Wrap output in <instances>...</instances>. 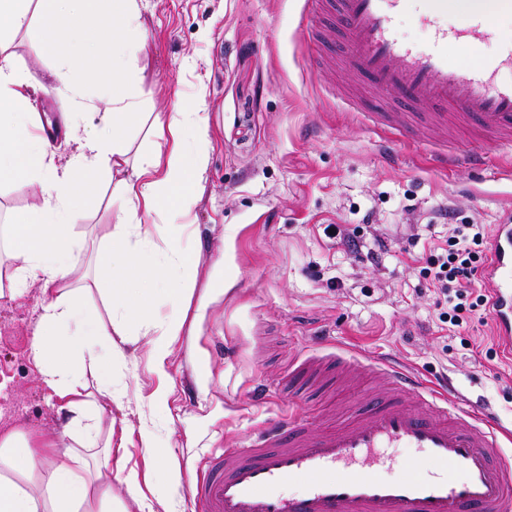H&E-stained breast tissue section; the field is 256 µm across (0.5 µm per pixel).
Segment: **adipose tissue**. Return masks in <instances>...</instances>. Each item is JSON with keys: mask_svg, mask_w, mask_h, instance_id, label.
Wrapping results in <instances>:
<instances>
[{"mask_svg": "<svg viewBox=\"0 0 512 512\" xmlns=\"http://www.w3.org/2000/svg\"><path fill=\"white\" fill-rule=\"evenodd\" d=\"M34 7L43 34L33 40L31 49L35 56L54 58L49 75L53 89L75 97L91 91L109 105L100 118L102 135L80 140L62 164L50 150L40 114L30 107L31 95L41 84L14 65L7 44L11 33L29 27ZM140 25L139 0H0V181L35 182L43 189L32 221L16 229L14 265L0 269V298L40 284L44 299L31 355L41 367L45 386L69 415L62 429L50 434H0V512H112V436L100 429L103 409L93 396L112 393V356L99 353L98 342L124 336L125 330L112 318L80 320L76 294L98 292L111 313H121L124 321L144 319L136 291L166 284L168 275L179 281L169 291L174 302L191 294L184 285L191 260L178 225L157 231L169 259L162 270L144 271L127 236L140 227L137 207L151 209L170 202L178 214L196 207L210 140L194 112L177 113L168 128H153V136L163 137V144L118 183L133 204L111 235L112 243L127 254L124 272L97 264L81 289L70 288L67 282L69 262L88 249L87 242L76 241L71 232L77 220L71 202L96 195L103 174L129 165L124 134L143 119L125 75L135 48L130 35ZM74 345L88 353L92 366L103 370L96 389L73 373L67 355ZM59 448L66 455L57 461L53 454Z\"/></svg>", "mask_w": 512, "mask_h": 512, "instance_id": "ef3b65f1", "label": "adipose tissue"}]
</instances>
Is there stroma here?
I'll use <instances>...</instances> for the list:
<instances>
[{"label": "stroma", "mask_w": 512, "mask_h": 512, "mask_svg": "<svg viewBox=\"0 0 512 512\" xmlns=\"http://www.w3.org/2000/svg\"><path fill=\"white\" fill-rule=\"evenodd\" d=\"M304 0H141L143 52L129 62L145 126L128 135L130 162L155 150L148 122L197 109L212 150L201 199L184 219L195 287L186 325L163 368L152 336L127 327L112 356V403L102 418L125 475H150L142 494L124 477L112 493L126 512H190L194 464L219 448L248 441L267 419L296 408L330 419L378 386H325L294 400L284 379L298 358L344 349L395 356L428 381L450 378L464 403L491 409L512 430V356L498 347L486 311L461 329L440 320L445 296L425 288L423 270L443 247L448 225L493 227L512 213V152L490 169H437L421 127L406 135L399 161H388L382 129L348 111L331 80L309 61ZM105 103L52 90L32 102L52 126L57 162L75 138L97 135ZM42 201L39 184L0 183V226L27 223ZM73 232L99 247L103 265L121 270L109 239L131 203L104 176L95 199H75ZM131 242L150 269L167 258L151 231L169 223L168 207L139 211ZM355 232L359 252L331 236ZM377 252L376 263L365 260ZM44 296L31 285L0 299V433L61 426L58 399L30 353ZM157 448L147 459L144 438Z\"/></svg>", "instance_id": "obj_1"}]
</instances>
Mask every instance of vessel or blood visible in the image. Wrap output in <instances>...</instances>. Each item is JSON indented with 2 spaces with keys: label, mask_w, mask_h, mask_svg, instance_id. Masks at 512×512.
Segmentation results:
<instances>
[{
  "label": "vessel or blood",
  "mask_w": 512,
  "mask_h": 512,
  "mask_svg": "<svg viewBox=\"0 0 512 512\" xmlns=\"http://www.w3.org/2000/svg\"><path fill=\"white\" fill-rule=\"evenodd\" d=\"M307 5L304 36L322 46L313 65L323 68L327 57L341 53L346 69L391 93V110L371 118L386 131L387 159L398 158L413 123L432 127L428 143L445 169L481 170L491 153L512 147V83H493L501 71H512V42L476 67L448 57L449 47L468 49L495 37L485 14L451 26L450 0ZM411 5L430 30L423 48L395 37V20ZM333 30L340 44L331 41ZM451 120L469 128L471 148L442 147L440 134ZM482 277L495 334L512 351V223L495 226ZM297 369L312 382L370 371L388 389L340 423L317 427L291 412L267 423L245 447L209 457L193 484L192 512H512V454L502 450L511 431L461 410L447 390L383 358L339 351L304 358ZM393 448H414L426 459L400 460L390 456ZM291 484L299 485L297 494L286 493Z\"/></svg>",
  "instance_id": "1"
}]
</instances>
